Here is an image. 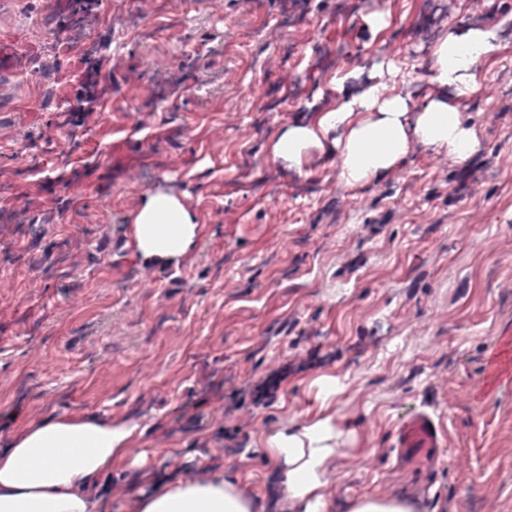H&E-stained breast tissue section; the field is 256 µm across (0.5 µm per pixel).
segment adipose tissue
I'll list each match as a JSON object with an SVG mask.
<instances>
[{
  "label": "adipose tissue",
  "instance_id": "ef3b65f1",
  "mask_svg": "<svg viewBox=\"0 0 512 512\" xmlns=\"http://www.w3.org/2000/svg\"><path fill=\"white\" fill-rule=\"evenodd\" d=\"M498 47L494 27L448 34L431 53L434 81L459 95L473 92L479 61ZM341 127L346 130L341 151L344 175L357 185L386 174L414 142L462 160L477 147L472 128L447 103L432 100L415 113L408 99L378 84L322 113L314 124L290 127L274 144L273 154L289 166H301L310 150L323 148L330 133ZM198 232L182 199L170 193L150 196L133 218L135 249L148 261H179ZM338 392L334 378H323L320 413L264 438L285 477L288 502L301 512L330 510L323 489L336 469L341 437L336 427ZM138 436L137 426L90 414L26 424L8 447L0 448V512H96L92 485L125 463ZM132 512H254V505L236 484L213 472L139 496Z\"/></svg>",
  "mask_w": 512,
  "mask_h": 512
}]
</instances>
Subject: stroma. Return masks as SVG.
Returning <instances> with one entry per match:
<instances>
[{"instance_id":"obj_1","label":"stroma","mask_w":512,"mask_h":512,"mask_svg":"<svg viewBox=\"0 0 512 512\" xmlns=\"http://www.w3.org/2000/svg\"><path fill=\"white\" fill-rule=\"evenodd\" d=\"M95 0L112 24L101 65L53 52L63 0H0V448L24 421L90 413L143 439L93 490L99 512L220 467L258 512H281L263 438L301 422L336 378L346 438L330 512L400 495L399 423L449 432L424 512H512V0ZM137 13L146 40L123 23ZM383 14L384 28L367 19ZM495 25L478 92L452 97L430 55L450 32ZM393 54H384L385 45ZM419 106L449 101L475 132L466 160L413 145L383 177L342 174L333 144L302 167L274 158L292 126L381 81ZM119 94H112V85ZM318 90L293 112L262 95ZM171 91L165 112L144 101ZM62 111H54V103ZM200 233L175 264L135 251L157 191ZM284 378L258 407L238 391Z\"/></svg>"}]
</instances>
